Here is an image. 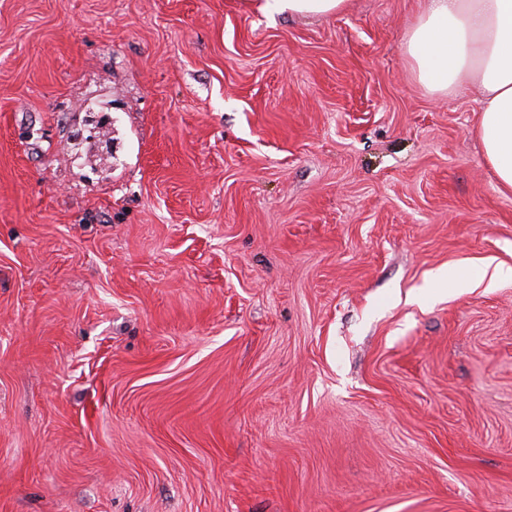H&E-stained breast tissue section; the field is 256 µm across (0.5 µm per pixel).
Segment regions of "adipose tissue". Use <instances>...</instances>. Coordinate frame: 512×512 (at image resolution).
<instances>
[{"label": "adipose tissue", "instance_id": "adipose-tissue-1", "mask_svg": "<svg viewBox=\"0 0 512 512\" xmlns=\"http://www.w3.org/2000/svg\"><path fill=\"white\" fill-rule=\"evenodd\" d=\"M405 53L431 93L478 87L476 133L498 189L512 192V0H428Z\"/></svg>", "mask_w": 512, "mask_h": 512}]
</instances>
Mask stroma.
<instances>
[{
  "label": "stroma",
  "instance_id": "35a3bbf8",
  "mask_svg": "<svg viewBox=\"0 0 512 512\" xmlns=\"http://www.w3.org/2000/svg\"><path fill=\"white\" fill-rule=\"evenodd\" d=\"M426 0H0V512H512V192ZM270 2L289 15L324 17L342 12L347 7L348 0H265L259 9L264 10Z\"/></svg>",
  "mask_w": 512,
  "mask_h": 512
}]
</instances>
